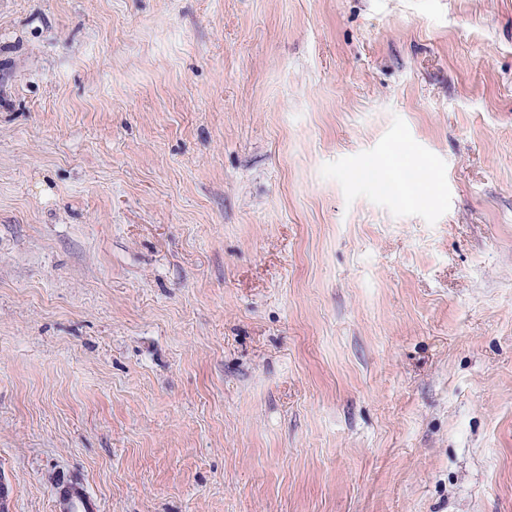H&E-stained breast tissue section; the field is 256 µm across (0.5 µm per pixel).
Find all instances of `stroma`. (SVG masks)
Here are the masks:
<instances>
[{
  "label": "stroma",
  "mask_w": 512,
  "mask_h": 512,
  "mask_svg": "<svg viewBox=\"0 0 512 512\" xmlns=\"http://www.w3.org/2000/svg\"><path fill=\"white\" fill-rule=\"evenodd\" d=\"M70 477L512 512V0H0L9 512Z\"/></svg>",
  "instance_id": "stroma-1"
}]
</instances>
